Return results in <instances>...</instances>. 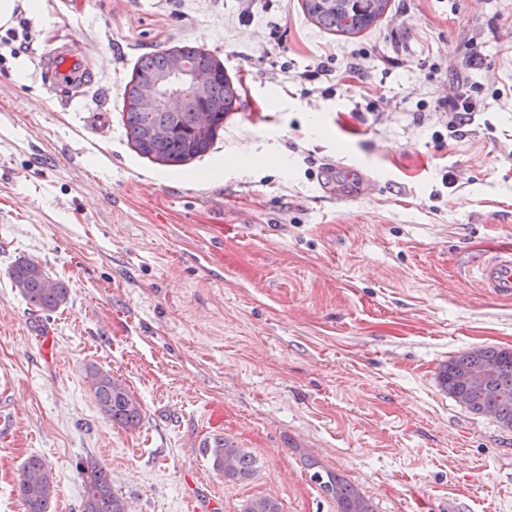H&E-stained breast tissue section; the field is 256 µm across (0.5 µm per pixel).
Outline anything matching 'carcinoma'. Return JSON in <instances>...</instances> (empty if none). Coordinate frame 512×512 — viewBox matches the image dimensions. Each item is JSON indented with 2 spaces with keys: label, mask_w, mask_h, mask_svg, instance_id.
Wrapping results in <instances>:
<instances>
[{
  "label": "carcinoma",
  "mask_w": 512,
  "mask_h": 512,
  "mask_svg": "<svg viewBox=\"0 0 512 512\" xmlns=\"http://www.w3.org/2000/svg\"><path fill=\"white\" fill-rule=\"evenodd\" d=\"M390 0H302V8L318 26L341 35H357L376 23L388 9ZM188 64L212 73L209 82L183 90L182 107L173 111L166 105L152 112L138 108L148 92H162L173 82L179 68ZM239 94L224 72V65L210 54L194 48L141 56L124 89L125 128L137 151L166 165H181L205 153L224 117L235 110ZM212 111V125L202 129L196 124L199 105ZM12 279L31 306L44 313L56 311L67 299L66 285L48 276L35 262L19 260ZM491 367L494 374L482 389H474L461 379V373L474 367ZM444 390L469 410L492 414L499 423L512 427V350L480 347L465 352L444 364L439 373ZM93 395L100 411L113 424L132 430L141 422V405L129 390L107 371L92 372ZM213 466L229 482L251 479L256 461L245 449L224 440L208 449ZM86 495L83 512H127L124 500L112 492V480L103 468L91 460L79 463ZM322 491L336 502L337 512H374L370 502L348 481L331 472L316 473ZM17 493L24 512H50L57 494L49 465L32 456L21 468ZM244 512H281L270 497L250 499Z\"/></svg>",
  "instance_id": "obj_1"
}]
</instances>
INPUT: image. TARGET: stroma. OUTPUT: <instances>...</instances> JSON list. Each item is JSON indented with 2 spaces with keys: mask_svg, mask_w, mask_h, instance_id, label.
Listing matches in <instances>:
<instances>
[{
  "mask_svg": "<svg viewBox=\"0 0 512 512\" xmlns=\"http://www.w3.org/2000/svg\"><path fill=\"white\" fill-rule=\"evenodd\" d=\"M61 46L84 57L85 85L54 83ZM181 46L220 59L240 100L206 153L170 166L128 141L123 92L142 54ZM326 58L333 75L307 80ZM466 80L479 113L436 142L434 104ZM505 247L512 0H391L354 37L301 0L19 12L0 32V512H23L32 455L55 479L52 512H81L85 459L131 512L211 497L243 512L256 496L336 512L317 470L376 512H512V428L438 379L466 351L512 349V299L474 279ZM21 258L67 286L54 313L12 284ZM94 369L140 402L135 429L100 411ZM218 436L256 457L251 480L214 469L203 444Z\"/></svg>",
  "mask_w": 512,
  "mask_h": 512,
  "instance_id": "obj_1",
  "label": "stroma"
}]
</instances>
